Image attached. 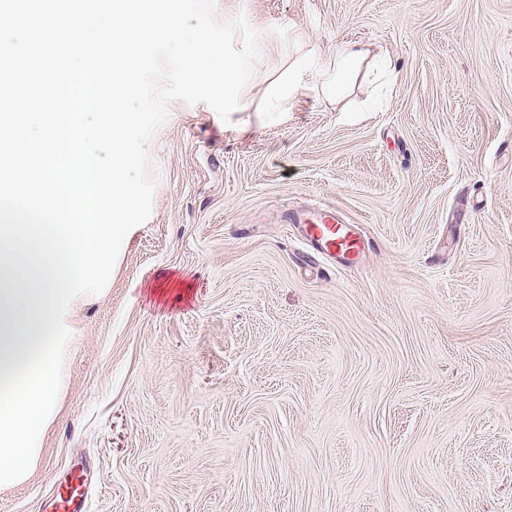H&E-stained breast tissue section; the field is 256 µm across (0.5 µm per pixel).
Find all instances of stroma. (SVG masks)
Returning a JSON list of instances; mask_svg holds the SVG:
<instances>
[{
	"instance_id": "35a3bbf8",
	"label": "stroma",
	"mask_w": 512,
	"mask_h": 512,
	"mask_svg": "<svg viewBox=\"0 0 512 512\" xmlns=\"http://www.w3.org/2000/svg\"><path fill=\"white\" fill-rule=\"evenodd\" d=\"M266 50L223 121L173 102L152 214L83 309L33 479L49 512H512V0H217ZM392 84L259 113L294 33ZM369 246L331 266L289 212ZM86 504L85 479L76 473L64 487L57 489L50 502L52 512H84Z\"/></svg>"
}]
</instances>
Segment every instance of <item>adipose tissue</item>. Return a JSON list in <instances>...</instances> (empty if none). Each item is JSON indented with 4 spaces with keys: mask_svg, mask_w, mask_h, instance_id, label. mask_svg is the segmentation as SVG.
<instances>
[{
    "mask_svg": "<svg viewBox=\"0 0 512 512\" xmlns=\"http://www.w3.org/2000/svg\"><path fill=\"white\" fill-rule=\"evenodd\" d=\"M371 56L370 48L358 43H340L332 50L317 45L306 49L295 47L287 65L271 82L262 109L288 111L303 93L341 102L362 68L369 66Z\"/></svg>",
    "mask_w": 512,
    "mask_h": 512,
    "instance_id": "obj_1",
    "label": "adipose tissue"
}]
</instances>
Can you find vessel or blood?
I'll return each instance as SVG.
<instances>
[{
    "instance_id": "1",
    "label": "vessel or blood",
    "mask_w": 512,
    "mask_h": 512,
    "mask_svg": "<svg viewBox=\"0 0 512 512\" xmlns=\"http://www.w3.org/2000/svg\"><path fill=\"white\" fill-rule=\"evenodd\" d=\"M303 233L322 254L344 266L357 263L367 249L354 225L344 223L332 206L317 205L304 217ZM85 504V480L77 473L55 491L50 507L52 512H84Z\"/></svg>"
}]
</instances>
